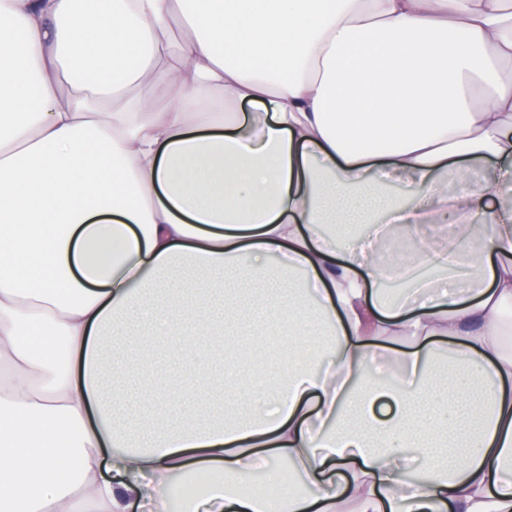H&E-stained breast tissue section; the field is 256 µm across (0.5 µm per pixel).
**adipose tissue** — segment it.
<instances>
[{"label":"adipose tissue","mask_w":512,"mask_h":512,"mask_svg":"<svg viewBox=\"0 0 512 512\" xmlns=\"http://www.w3.org/2000/svg\"><path fill=\"white\" fill-rule=\"evenodd\" d=\"M507 61L502 0H0V512H512ZM400 230L462 279L383 299ZM273 258L307 357L257 377L251 419L233 359L137 403L104 375L124 315L143 361L240 316L174 267ZM284 459L303 495L231 491Z\"/></svg>","instance_id":"1"}]
</instances>
